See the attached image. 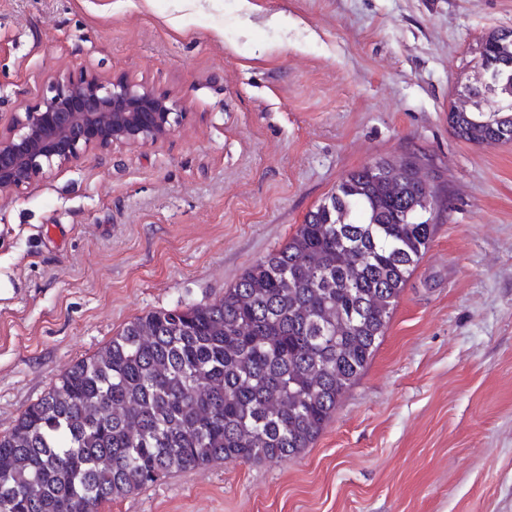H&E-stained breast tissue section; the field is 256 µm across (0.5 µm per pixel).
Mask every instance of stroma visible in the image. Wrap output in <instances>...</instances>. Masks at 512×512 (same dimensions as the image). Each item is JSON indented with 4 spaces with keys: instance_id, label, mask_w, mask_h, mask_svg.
I'll return each mask as SVG.
<instances>
[{
    "instance_id": "35a3bbf8",
    "label": "stroma",
    "mask_w": 512,
    "mask_h": 512,
    "mask_svg": "<svg viewBox=\"0 0 512 512\" xmlns=\"http://www.w3.org/2000/svg\"><path fill=\"white\" fill-rule=\"evenodd\" d=\"M512 0H0V126L59 68L177 100L164 142L0 197V434L133 319L223 297L350 172L444 188L384 336L292 460L213 461L103 512H512V143L456 138Z\"/></svg>"
}]
</instances>
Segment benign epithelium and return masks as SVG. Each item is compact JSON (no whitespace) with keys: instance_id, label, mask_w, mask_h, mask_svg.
Here are the masks:
<instances>
[{"instance_id":"1","label":"benign epithelium","mask_w":512,"mask_h":512,"mask_svg":"<svg viewBox=\"0 0 512 512\" xmlns=\"http://www.w3.org/2000/svg\"><path fill=\"white\" fill-rule=\"evenodd\" d=\"M47 82V94L19 105L9 126L0 128L3 197L86 152L161 142L186 117L173 98L126 76L57 69Z\"/></svg>"}]
</instances>
